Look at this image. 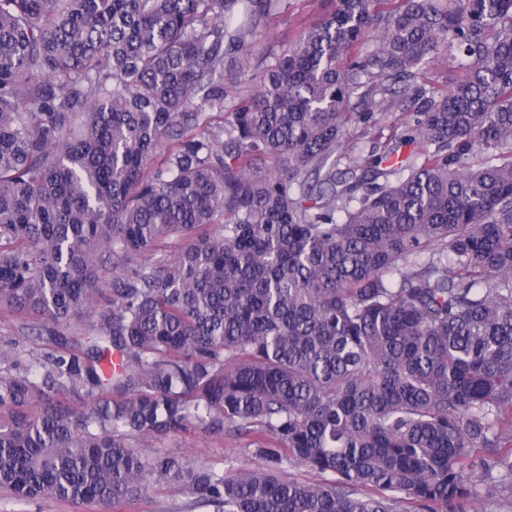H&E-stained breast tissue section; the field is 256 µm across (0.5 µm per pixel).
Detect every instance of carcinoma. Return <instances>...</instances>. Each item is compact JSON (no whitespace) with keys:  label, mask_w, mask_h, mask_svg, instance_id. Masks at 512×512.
<instances>
[{"label":"carcinoma","mask_w":512,"mask_h":512,"mask_svg":"<svg viewBox=\"0 0 512 512\" xmlns=\"http://www.w3.org/2000/svg\"><path fill=\"white\" fill-rule=\"evenodd\" d=\"M328 3L212 127L290 0H0V309L51 346L0 349V490L477 512L493 483L512 512V0ZM352 125L372 150L338 177ZM193 428L262 465L142 449ZM424 69L434 81L448 84L455 81L462 73L455 65L449 64L448 57L443 55L429 59ZM413 110L411 99L399 97L396 104L391 105V99L389 98V102H385L379 111L382 112L379 117L382 118L381 125L385 127L384 134L387 137L402 134L405 130V122L410 119Z\"/></svg>","instance_id":"carcinoma-1"}]
</instances>
